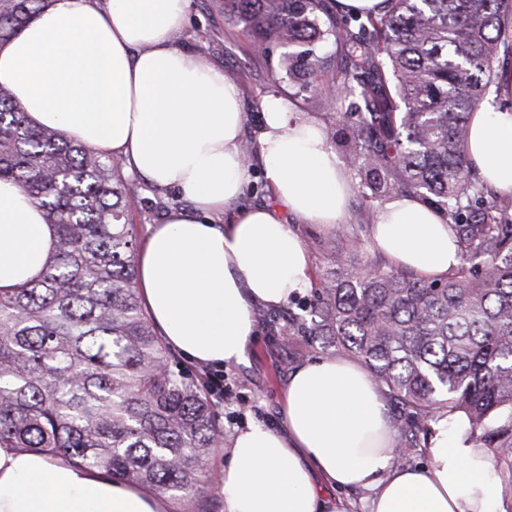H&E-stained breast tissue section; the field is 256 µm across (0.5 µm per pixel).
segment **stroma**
<instances>
[{
	"label": "stroma",
	"mask_w": 512,
	"mask_h": 512,
	"mask_svg": "<svg viewBox=\"0 0 512 512\" xmlns=\"http://www.w3.org/2000/svg\"><path fill=\"white\" fill-rule=\"evenodd\" d=\"M177 43L203 53L211 63L233 75L241 86L246 112L245 141H254L264 121L265 102L275 96L287 98L298 111L315 117L325 128L335 131L334 148L339 153L344 151L347 132L339 121L335 97L326 92L327 87L333 86L341 65L335 46L325 44L319 49L320 55L327 59L318 79L319 91L302 92L297 86L278 79L281 48L257 51L240 25L225 21L224 0H192ZM294 227L311 254L314 273L327 269L335 229L307 224L300 219L295 220ZM266 313L263 306L256 310L258 332L246 361L223 368L224 384L231 395L215 407L223 434L205 469L208 512H224L221 482L232 436L251 423L278 425L288 376L301 365L287 339L273 332Z\"/></svg>",
	"instance_id": "35a3bbf8"
}]
</instances>
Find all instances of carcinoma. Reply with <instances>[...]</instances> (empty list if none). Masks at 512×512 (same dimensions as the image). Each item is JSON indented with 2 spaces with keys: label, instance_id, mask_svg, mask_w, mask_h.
<instances>
[{
  "label": "carcinoma",
  "instance_id": "1",
  "mask_svg": "<svg viewBox=\"0 0 512 512\" xmlns=\"http://www.w3.org/2000/svg\"><path fill=\"white\" fill-rule=\"evenodd\" d=\"M327 0H224L256 45L288 46L280 79L319 89L331 42L354 190L384 203L412 194L448 219L461 262L425 280L374 256L351 260L369 224H349L310 297L271 319L297 358L334 348L373 375L399 416L394 464L431 424L464 417L512 489V197L468 158L470 114L509 79L512 0H385L377 15L329 13ZM47 0H0V42ZM0 181L55 226L40 277L0 291V447L102 470L204 507L203 472L221 430L202 382L142 306L137 192L123 160L30 123L0 86Z\"/></svg>",
  "mask_w": 512,
  "mask_h": 512
}]
</instances>
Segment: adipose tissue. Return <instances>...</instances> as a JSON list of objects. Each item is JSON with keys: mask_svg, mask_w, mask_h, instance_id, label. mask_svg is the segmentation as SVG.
<instances>
[{"mask_svg": "<svg viewBox=\"0 0 512 512\" xmlns=\"http://www.w3.org/2000/svg\"><path fill=\"white\" fill-rule=\"evenodd\" d=\"M190 0H50L0 43V85L37 125L122 158L179 206L150 225L137 256L142 303L167 345L221 367L247 358L256 304L276 308L311 286V256L289 216L345 223L354 178L321 123L273 98L255 146L272 207L239 199L246 122L239 84L178 47ZM469 157L512 196V113L470 119ZM370 246L427 279L460 263L446 218L421 199L391 197ZM55 230L21 188L0 182V288L37 278ZM281 428L249 425L228 449L224 512H348L339 491H369L365 512H500L490 453L461 422L439 421L430 463L396 469L398 439L362 364L327 357L289 377ZM165 499L67 460L0 447V512H166Z\"/></svg>", "mask_w": 512, "mask_h": 512, "instance_id": "1", "label": "adipose tissue"}]
</instances>
